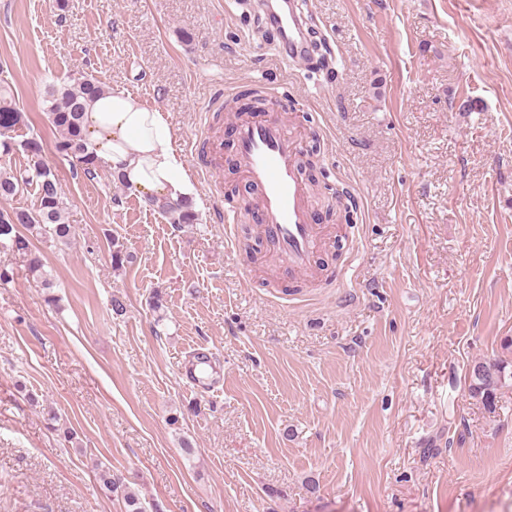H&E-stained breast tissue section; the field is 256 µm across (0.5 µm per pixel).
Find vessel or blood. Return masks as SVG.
I'll use <instances>...</instances> for the list:
<instances>
[{
    "label": "vessel or blood",
    "instance_id": "1",
    "mask_svg": "<svg viewBox=\"0 0 512 512\" xmlns=\"http://www.w3.org/2000/svg\"><path fill=\"white\" fill-rule=\"evenodd\" d=\"M261 4L278 31L282 56L295 62L312 53L299 0H261ZM234 124L239 165L262 218V242L287 262L289 275L314 280L322 231L309 217L310 191L301 169L300 140L274 117L241 115ZM189 152L203 175L214 179L222 165L220 144H213L207 157L195 143Z\"/></svg>",
    "mask_w": 512,
    "mask_h": 512
}]
</instances>
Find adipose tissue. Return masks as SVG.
I'll use <instances>...</instances> for the list:
<instances>
[{
	"mask_svg": "<svg viewBox=\"0 0 512 512\" xmlns=\"http://www.w3.org/2000/svg\"><path fill=\"white\" fill-rule=\"evenodd\" d=\"M84 127L95 156L135 188L145 206L198 202V183L175 151L168 113L146 109L132 95L109 90L88 104Z\"/></svg>",
	"mask_w": 512,
	"mask_h": 512,
	"instance_id": "adipose-tissue-1",
	"label": "adipose tissue"
}]
</instances>
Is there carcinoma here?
<instances>
[{
    "label": "carcinoma",
    "instance_id": "1",
    "mask_svg": "<svg viewBox=\"0 0 512 512\" xmlns=\"http://www.w3.org/2000/svg\"><path fill=\"white\" fill-rule=\"evenodd\" d=\"M106 91V85L88 74H72L48 91L47 112L56 134V150L75 159L76 166L89 180L97 178L103 169L83 128V113L89 102ZM23 121L10 93L0 90V153L10 152V132ZM37 189L36 203L30 210L0 211V249L22 258L27 274L45 290L44 302L56 305L58 296L52 288L45 264L32 249L31 237L37 236L56 244L69 245L73 225L67 220V201L54 170L36 161L24 169L0 171V199H9L27 187ZM172 224H191L195 214L181 206L158 208ZM471 397L480 400L490 411L495 409L497 394L507 381H512V364L501 358H485L473 362L469 372ZM97 479L109 492L120 496L124 512H147L138 494L120 483L112 470L103 467Z\"/></svg>",
    "mask_w": 512,
    "mask_h": 512
}]
</instances>
